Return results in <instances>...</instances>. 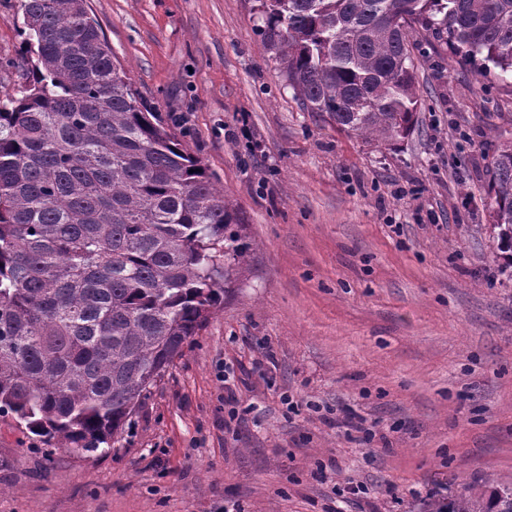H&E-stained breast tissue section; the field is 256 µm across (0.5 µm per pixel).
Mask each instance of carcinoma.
Here are the masks:
<instances>
[{
    "instance_id": "cac0c4a2",
    "label": "carcinoma",
    "mask_w": 512,
    "mask_h": 512,
    "mask_svg": "<svg viewBox=\"0 0 512 512\" xmlns=\"http://www.w3.org/2000/svg\"><path fill=\"white\" fill-rule=\"evenodd\" d=\"M302 110L363 142L417 126L419 26L482 73L512 72V0H256ZM36 58L0 101V414L89 453L121 435L243 264L238 216L112 58L85 0H19ZM486 195L512 250V143ZM428 512H512L464 482Z\"/></svg>"
}]
</instances>
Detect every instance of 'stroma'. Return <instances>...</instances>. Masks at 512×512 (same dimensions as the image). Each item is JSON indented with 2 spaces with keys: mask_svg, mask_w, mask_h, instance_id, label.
<instances>
[{
  "mask_svg": "<svg viewBox=\"0 0 512 512\" xmlns=\"http://www.w3.org/2000/svg\"><path fill=\"white\" fill-rule=\"evenodd\" d=\"M86 3L249 257L108 452L0 416V512H425L512 481V253L484 191L512 75L417 33V129L370 145L293 100L255 0ZM18 5L0 0V97L24 82Z\"/></svg>",
  "mask_w": 512,
  "mask_h": 512,
  "instance_id": "35a3bbf8",
  "label": "stroma"
}]
</instances>
